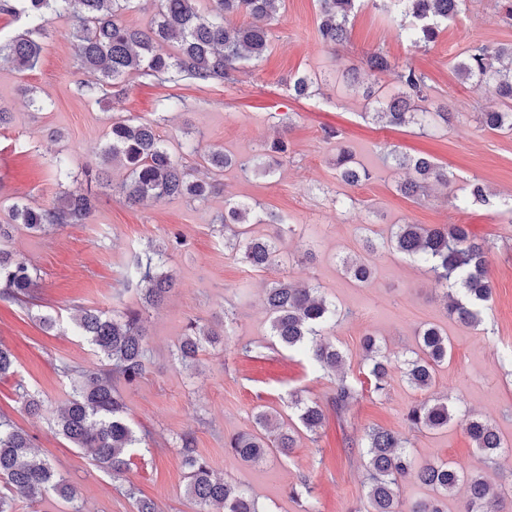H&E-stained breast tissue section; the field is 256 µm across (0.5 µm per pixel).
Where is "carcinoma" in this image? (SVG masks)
<instances>
[{
    "instance_id": "cac0c4a2",
    "label": "carcinoma",
    "mask_w": 512,
    "mask_h": 512,
    "mask_svg": "<svg viewBox=\"0 0 512 512\" xmlns=\"http://www.w3.org/2000/svg\"><path fill=\"white\" fill-rule=\"evenodd\" d=\"M136 0H0V12L25 19L24 30L8 40L0 39V61L15 69H32L39 61L42 39L50 21L67 17L72 21L75 56L80 68L91 76L81 85V94L93 98L109 87L117 94L126 91L134 77H150L163 84L186 80L231 82L246 63L260 61L271 43L270 24L280 14L283 0H150L152 24L142 30L127 24L125 11ZM364 0H318L317 32L320 41L334 49L349 38L350 18ZM401 6V38L414 48H426L435 42L442 26L461 11L464 0H394ZM244 15L247 24L232 18ZM368 76L392 73L399 93L374 113L377 121L389 126L432 125L434 118L448 120L446 112H429L420 103L428 96L427 76L410 63H399L379 51L366 60ZM463 81L486 89L508 111L481 113L482 124L490 130H512V47L481 45L470 50L456 63ZM313 85L307 76L289 79L296 97L310 95ZM101 164L82 170L86 190L63 192L50 208L14 204L10 224H0V296L21 300L37 285L38 273L25 259L9 249L13 225L22 224L35 233L55 231L67 224H82L92 214L97 199L95 188L109 183L108 169L118 165L127 170L126 179L112 187L131 205H146L170 197L188 202H204L219 191L214 180L196 175V169L175 159L164 139L150 123L133 119L112 121L108 140L100 150ZM411 177L399 185L408 196L420 195L430 183H448V172L424 156L410 157L389 153ZM211 172H222L240 164L234 156L212 150L201 156ZM338 179L355 185L371 178L355 165L351 153L338 146ZM254 224H268L271 231L256 236ZM224 244L241 255L252 268L268 270L278 265L281 242L293 228L283 224L275 213H259L251 205L232 198L224 199V217L220 219ZM183 239L174 234L154 250L147 261L136 260L128 270L123 289L135 291L140 308H127L118 315L83 308L74 318L78 335L86 338L96 355L112 362V370H74L61 367L71 388L70 398L55 419L58 432L74 447L89 451L92 461L105 469L112 480L122 482L130 468L137 438L125 413L126 404L117 382L130 385L146 371L149 349L144 310L163 303L176 281L163 270L169 253L179 250ZM399 253L422 264L444 287L445 308L449 316L472 325L479 321V308L489 302L492 285L489 278V252L485 243L472 236L464 224H439L426 228L420 224H400L386 241L366 240L365 251ZM344 272L359 283L372 276L368 260H342ZM265 308L271 336L287 350L307 356L321 370L339 371L345 354L327 337L328 331L346 314L327 300L319 289L298 288L287 280L271 283L265 293ZM226 333L201 326L187 325L178 345V359L187 367L198 360L208 346L224 341ZM420 352L405 362L407 383L429 390L435 382L437 367L448 362L451 346L447 333L427 326L418 335ZM361 349L371 360L367 378L372 393L386 395L392 360L385 355L376 338L367 334ZM24 409L32 415L43 409L38 393L17 384ZM357 396L356 386L345 376L336 379L332 406L346 410ZM298 420L303 429L315 433L325 420L323 408L315 401L295 398ZM463 425L467 435L491 462L512 454L508 445L489 422L480 418H456L448 402L432 398L409 407L406 421L410 427L434 431L453 421ZM256 432L237 434L224 447L247 464L263 461L268 450L276 448L287 455L296 446V431L283 429L277 418L263 409L254 415ZM181 463L186 471L187 496L199 506L197 512H265L258 499L239 486L214 476L209 461L194 447L188 435L178 437ZM362 457L367 480L366 512H403L400 482L412 475L431 492L427 499L414 502L409 512H446L448 497L461 484L467 488L464 512H502L512 506V487L494 491L487 478L466 472L450 461H422L409 448L408 438L399 433L372 428L366 432ZM53 494L70 504V512H83L79 490L34 450L31 437L10 421L0 417V512H19L23 504Z\"/></svg>"
}]
</instances>
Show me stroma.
<instances>
[{
    "instance_id": "1",
    "label": "stroma",
    "mask_w": 512,
    "mask_h": 512,
    "mask_svg": "<svg viewBox=\"0 0 512 512\" xmlns=\"http://www.w3.org/2000/svg\"><path fill=\"white\" fill-rule=\"evenodd\" d=\"M317 18V0H284L268 53L233 83L169 87L139 77L130 80L123 95L82 96L78 85L85 75L77 67L71 22L65 17L50 22L36 69L20 72L0 62V108L12 114L10 125L0 130V221L7 220L12 204L45 208L60 192L83 189L81 171L96 162L114 118L152 123L191 165L214 148L250 160L278 126L290 128L288 155L274 173L225 170L223 192L206 203L173 198L131 207L106 187L99 189L85 223L47 235L15 230L11 248L38 268L40 280L27 305L0 299V343L15 356L14 375L0 380V413L28 432L40 455L78 487L85 512H133L111 476L54 426L55 413L70 392L59 365L99 368L103 362L87 341L46 330L39 319L51 315L65 322L77 308L109 314L137 306L135 292L122 289L126 270L173 231L186 239L185 249L172 253L165 266L177 286L159 308L146 313L150 355L145 375L136 384L118 386L127 420L142 439L126 478L160 512H197L184 493L185 471L176 448L182 434L194 438L218 475L257 496L266 512H300L288 490L303 478L313 488L314 512H350L363 505L358 444L366 430L377 426L406 435L418 459L450 460L493 483H512V455L488 463L459 424L414 432L403 420L411 404L443 397L459 413L488 420L512 441V131H493L478 121V112L498 103L483 88L463 82L455 68L472 46H512V24L497 14L494 0H465L437 42L417 50L400 37L396 7L368 4L358 10L343 51L346 65L360 66L367 55L381 51L423 70L431 85L427 108L447 106L452 117L449 124L422 129L372 119L378 100L398 91L394 75L379 76L369 98L362 89L346 86L332 50L318 38ZM296 74L311 78L309 97L289 94L288 79ZM171 95L182 98V107L168 109ZM39 100L45 109L36 108ZM327 126L342 130L355 162L370 172L368 181L349 186L337 179L336 145L323 137ZM392 150L431 158L447 169L448 187L434 188L427 197L404 196L398 185L408 173L393 165ZM59 156L67 160L69 177L56 175ZM475 182L484 186L487 202L455 210L450 195L467 194ZM340 193L352 200L347 208L336 206ZM228 196L294 225L282 246L281 265L255 271L225 247L213 225ZM399 224H465L490 247L493 298L478 327L449 317L432 276L400 254L373 256L368 283L344 273L342 259L364 256V237L389 236ZM308 249L314 253L310 261L303 257ZM282 277L319 288L346 311L330 336L347 358L350 381L362 380L367 369L360 349L365 334L404 358L416 349L417 332L427 323L448 333L452 355L447 366L426 392L411 387L401 370H392L385 397L360 389L347 411L336 414L329 407L335 378L274 345L270 336L263 290ZM192 319L228 336L200 352L196 366L186 369L177 360L176 346ZM246 343L258 346V353L242 355ZM19 382L43 398L41 414L24 411L15 391ZM295 393L326 406L317 433H300L292 453L269 451L257 465L225 452V439L253 431L256 408L276 414L284 426L298 427L289 404Z\"/></svg>"
}]
</instances>
